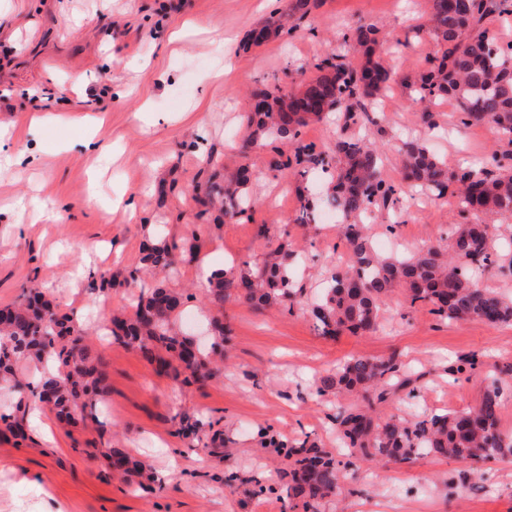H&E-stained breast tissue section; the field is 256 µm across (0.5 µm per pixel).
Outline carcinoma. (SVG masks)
Returning a JSON list of instances; mask_svg holds the SVG:
<instances>
[{
	"mask_svg": "<svg viewBox=\"0 0 512 512\" xmlns=\"http://www.w3.org/2000/svg\"><path fill=\"white\" fill-rule=\"evenodd\" d=\"M430 36L436 50L428 57L427 70L405 80L407 88L428 109L422 114L428 126L437 125L430 109L437 101H458L463 123H486L503 143V153L512 154V69L508 53L493 46L483 22L493 16L512 14L509 0H429ZM352 38L365 48V61L354 64L329 54L314 64L316 73L296 90L266 86L254 94V112L247 117L245 148L262 145L274 136L293 145V159L272 163L274 168L295 165L303 175L311 169H334L323 199L305 200L297 221L316 222L322 209L340 212L345 222L337 225L340 237L352 252L353 263L330 272L328 287L320 302L308 309L325 336L344 330L367 333L379 324L380 304L392 290H403L411 303L422 302L450 320L473 319L493 325H512V295L483 287L474 273L493 267L499 257L495 225L464 222L453 225L448 241L430 244L414 252L380 257L373 252L364 216L390 209L398 202L396 186L381 175L383 155L363 136H348L336 142L331 152L319 151L300 139V128L326 114L344 110L345 125L370 120L369 100L387 89L392 75L375 48L383 45L379 30L360 26ZM402 180L422 192L444 196L455 188L461 210L473 215L512 216V173L486 167H448L425 145L405 140L398 148ZM248 169L235 178L206 182L205 197L224 213H245L251 198L246 191ZM198 244H145L141 266L129 272L125 282L139 287L133 310L114 312L108 332L112 342L140 349L159 373L183 385H203L219 378L224 360V322L211 320L214 342L202 348L191 336L176 331L182 315L183 294L161 282L143 283V276L171 271L180 263L196 260ZM292 252L282 243L270 249L256 272L228 277L214 275L207 288L210 303L218 311L224 303L240 301L255 309L292 311L302 305L304 288L288 275ZM53 364L36 385L18 376L25 363ZM0 379L12 383L18 406L1 417L5 429L25 437L24 409L29 400L49 407L58 422L76 416L94 417L95 397L106 393L103 361L85 344V332L61 311L45 292L25 287L19 301L0 308ZM409 380L400 378V365L389 357L371 359L352 356L321 377L320 396L351 394L363 403L341 410L336 416L337 433L346 447L369 460L386 457L396 464L412 462L426 453L455 462L474 464L489 458L512 457V439L499 428L502 387H487L473 410L431 413L417 421L373 417V403ZM269 446L294 459L288 497L302 501L304 512H317L329 497L341 493L345 475L332 453L304 438L292 444L270 438ZM112 471L131 476L142 464L121 448H107Z\"/></svg>",
	"mask_w": 512,
	"mask_h": 512,
	"instance_id": "1",
	"label": "carcinoma"
}]
</instances>
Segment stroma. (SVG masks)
<instances>
[{
	"label": "stroma",
	"instance_id": "35a3bbf8",
	"mask_svg": "<svg viewBox=\"0 0 512 512\" xmlns=\"http://www.w3.org/2000/svg\"><path fill=\"white\" fill-rule=\"evenodd\" d=\"M290 4L0 0V91L9 94L0 124L10 130L12 151L42 159L21 174L0 167V307L15 303L23 287L47 289L74 314L107 374L94 421L56 425L48 441L34 424L24 439L0 433V512H303L253 494L256 481L281 465L266 445L272 435L310 437L348 464L350 478L320 512H512V457L486 461V480L474 485L468 464L432 455L406 465L367 461L336 445L332 419L355 397L315 394L320 376L349 357L392 356L411 370V383L376 404L378 418L476 406L489 370L512 364V327L449 321L396 290L384 298L375 332L321 336L307 308L346 245L335 225L295 218L302 197L318 196L323 176L272 170L274 141L240 148L253 91L276 82L296 88L332 52L361 62L348 37L360 24L401 41L384 56L395 74L390 112L369 129L384 155V179L400 183L397 148L407 134L452 169L465 157L491 164L498 139L488 125H462L452 99L437 112L438 130L421 121L403 80L425 70L434 49L420 29L427 0H316L291 32L251 45V31ZM78 74L85 82L76 87ZM210 153L220 174L252 169L256 202L245 216L226 218L200 203ZM91 195L96 205H88ZM459 212L451 194L420 210L400 199L372 224L374 250L389 255L417 238L435 243ZM263 225L273 237H259ZM283 229L297 253L292 270L305 288L304 309L225 303L224 374L204 385H181L157 374L139 349L103 340L97 304L128 306L129 287L70 288L81 262L128 274L149 240L196 238L209 265L255 266ZM165 283L189 296L178 330L207 340L210 305L196 263ZM183 417L199 421V440L178 436ZM217 431L228 441L222 463L210 453ZM108 442L144 462L146 476H114L102 451Z\"/></svg>",
	"mask_w": 512,
	"mask_h": 512
}]
</instances>
